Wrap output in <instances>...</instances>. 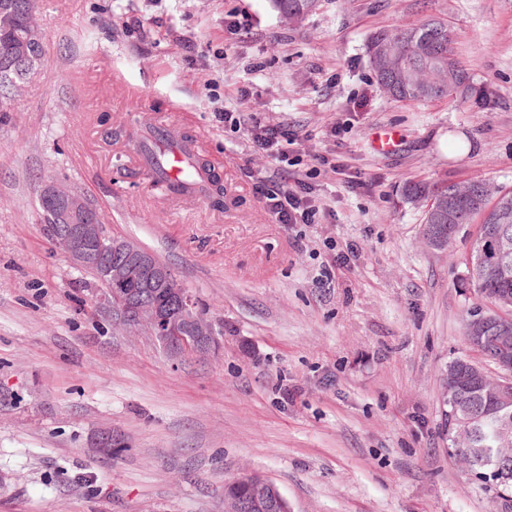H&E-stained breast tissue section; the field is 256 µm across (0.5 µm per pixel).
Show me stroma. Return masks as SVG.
<instances>
[{
    "instance_id": "1",
    "label": "stroma",
    "mask_w": 512,
    "mask_h": 512,
    "mask_svg": "<svg viewBox=\"0 0 512 512\" xmlns=\"http://www.w3.org/2000/svg\"><path fill=\"white\" fill-rule=\"evenodd\" d=\"M37 71L0 102V512H224L257 472L292 512H512L448 454L442 373L466 354L475 225L423 239L405 180L512 190V0H35ZM246 15L248 31L228 22ZM445 19L480 88L462 106L394 102L367 52L383 28ZM142 29L130 31L133 21ZM287 126L281 170L215 109ZM199 140L224 202L162 193L128 134L150 117ZM339 133H332V126ZM398 134L374 148L377 132ZM321 224L273 223L262 198L318 154ZM85 194L107 235L173 270L220 334L170 359L113 328L40 221L38 189ZM348 264L336 262L345 244ZM127 447L104 457L97 430Z\"/></svg>"
}]
</instances>
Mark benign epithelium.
Returning a JSON list of instances; mask_svg holds the SVG:
<instances>
[{
	"label": "benign epithelium",
	"mask_w": 512,
	"mask_h": 512,
	"mask_svg": "<svg viewBox=\"0 0 512 512\" xmlns=\"http://www.w3.org/2000/svg\"><path fill=\"white\" fill-rule=\"evenodd\" d=\"M0 30L13 34V56L0 65V85L12 93L24 87L27 67L41 60L43 34L34 18L23 28H14L13 14L0 11ZM38 198L42 216L52 238L63 249L71 264L80 271H90L100 284L92 295L97 310L112 324L151 336L165 351L179 359L187 354L206 356L219 348L214 323L198 309L188 289L169 274L151 252L138 243L108 236L101 224L96 207L82 193L58 182H45L39 188ZM425 207L436 218L448 217L454 222L452 203L422 199ZM506 251L497 245L492 255L481 253L470 258L468 275L479 269L491 280L508 281L512 271L502 261ZM486 324L483 310L471 312L466 335L474 338L484 335ZM499 344L502 356L496 363V375H483L482 388L503 409L512 405V322L500 326ZM95 447L103 455L112 449L125 447L124 441L110 430L98 433Z\"/></svg>",
	"instance_id": "obj_1"
}]
</instances>
